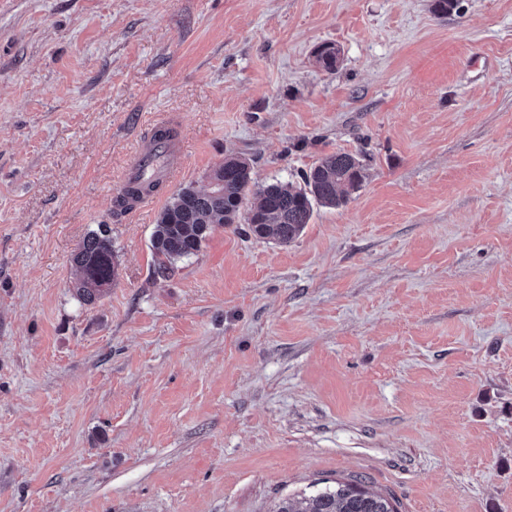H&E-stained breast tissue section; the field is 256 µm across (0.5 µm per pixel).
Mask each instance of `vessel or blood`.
Wrapping results in <instances>:
<instances>
[{
	"label": "vessel or blood",
	"instance_id": "1",
	"mask_svg": "<svg viewBox=\"0 0 512 512\" xmlns=\"http://www.w3.org/2000/svg\"><path fill=\"white\" fill-rule=\"evenodd\" d=\"M184 156L180 136L159 140L151 135L140 141L123 176L124 187L138 189L137 194L127 196V209L141 211L157 204L159 186L178 179Z\"/></svg>",
	"mask_w": 512,
	"mask_h": 512
}]
</instances>
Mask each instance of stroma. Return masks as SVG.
Here are the masks:
<instances>
[{
    "label": "stroma",
    "instance_id": "obj_1",
    "mask_svg": "<svg viewBox=\"0 0 512 512\" xmlns=\"http://www.w3.org/2000/svg\"><path fill=\"white\" fill-rule=\"evenodd\" d=\"M163 114L181 188L232 154L365 178L288 244L217 226L159 280L158 208L114 192ZM354 479L512 512V0H0V512H276ZM105 224L98 231H91L78 245L72 256L77 270L73 288L78 299L90 305L112 287L117 275V262L112 241Z\"/></svg>",
    "mask_w": 512,
    "mask_h": 512
}]
</instances>
